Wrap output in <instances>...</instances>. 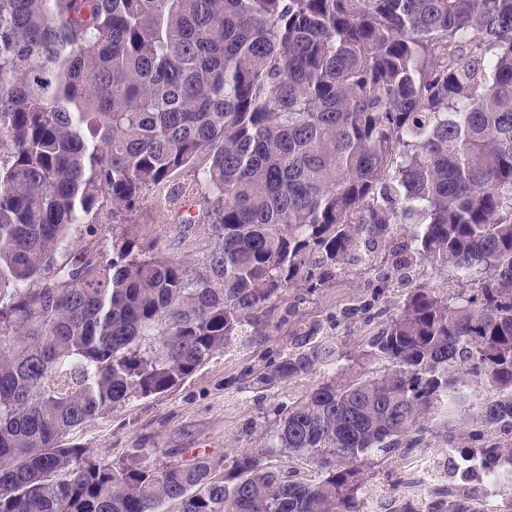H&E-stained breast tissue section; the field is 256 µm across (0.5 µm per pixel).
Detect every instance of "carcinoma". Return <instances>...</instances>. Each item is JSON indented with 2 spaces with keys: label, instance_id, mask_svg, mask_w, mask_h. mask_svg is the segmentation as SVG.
<instances>
[{
  "label": "carcinoma",
  "instance_id": "1",
  "mask_svg": "<svg viewBox=\"0 0 512 512\" xmlns=\"http://www.w3.org/2000/svg\"><path fill=\"white\" fill-rule=\"evenodd\" d=\"M147 197L200 266L75 246ZM358 272L399 296L366 367L278 422L315 478L63 443ZM332 355L301 328L261 380ZM437 419L512 473V0H0V512H363L357 462ZM378 508L495 512L452 481Z\"/></svg>",
  "mask_w": 512,
  "mask_h": 512
}]
</instances>
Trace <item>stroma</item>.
I'll use <instances>...</instances> for the list:
<instances>
[{"label":"stroma","instance_id":"35a3bbf8","mask_svg":"<svg viewBox=\"0 0 512 512\" xmlns=\"http://www.w3.org/2000/svg\"><path fill=\"white\" fill-rule=\"evenodd\" d=\"M129 236L140 246L153 245L189 263H197L206 244L200 239L177 243L173 227L151 201H143ZM375 290L367 277L351 276L313 293L293 288L274 304L265 335L240 338L233 350L214 355L176 388L131 401L69 434L65 443L86 449L90 458L115 464L138 452L157 465L189 463L199 456L232 462L248 453L260 456L273 469L292 466L302 477L312 475L309 463L288 460L273 439L276 422L288 404L300 398L315 382L328 375L315 366L308 375L274 386L258 384L257 376L278 363L296 329L316 326L322 341L337 344L336 366L356 371L360 353L372 326L364 321L340 323L343 309L372 302ZM424 453L444 462L448 447L429 437ZM419 449L393 455L372 454L359 463L366 491L393 494L397 480H411Z\"/></svg>","mask_w":512,"mask_h":512}]
</instances>
